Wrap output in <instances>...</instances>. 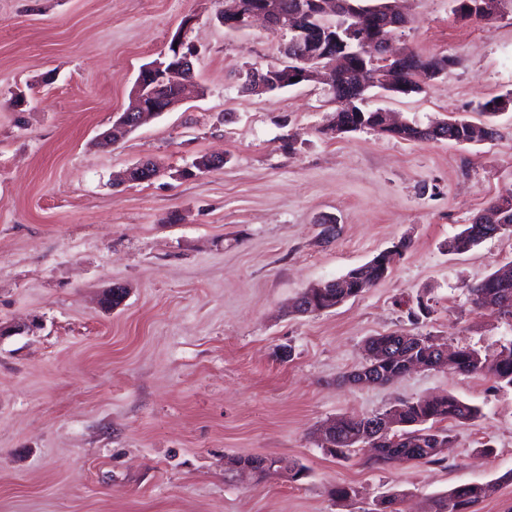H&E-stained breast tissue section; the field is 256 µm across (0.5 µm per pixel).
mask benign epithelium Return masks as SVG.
I'll list each match as a JSON object with an SVG mask.
<instances>
[{"label": "benign epithelium", "mask_w": 512, "mask_h": 512, "mask_svg": "<svg viewBox=\"0 0 512 512\" xmlns=\"http://www.w3.org/2000/svg\"><path fill=\"white\" fill-rule=\"evenodd\" d=\"M359 7L350 0H334V7L314 6L309 10L300 6L292 10H283L277 0H262L257 7L248 13L241 11L240 0H235L233 9L224 12V27L230 30H241L248 27L253 20L263 19L272 26L286 25L292 33L291 40L285 48V54L291 62L277 69L253 70L247 78V85L255 93L270 92L276 89L294 85L292 79L300 81H319L323 71H329L332 91L337 93L336 100L339 108L332 123L331 133L336 136L358 131L364 128L376 130L382 134L397 136L403 133L405 124L397 123L391 114L376 110L370 118L360 115L353 122L342 118L344 112H359L358 103L363 100V93L370 87H380L396 95H408L419 92L422 84L417 80L406 85L402 78L414 74L421 79H434L442 75L453 62L435 64L425 58H419L408 50L394 51L391 49L393 32L404 26L405 16L399 6L394 11L382 10V13L372 16L380 34L370 36L364 25H333L326 22L327 15H347L354 17ZM373 50L370 57L372 63L382 64L375 77L368 81L355 84H340L337 78L339 72L349 66L352 57L363 59L367 49ZM183 57L182 65H171L160 58L144 65L130 92V105L120 113L117 120L119 128L129 131L140 126L148 117L170 111L183 101L185 81L190 77L189 70L193 69L192 53L180 52ZM177 90L175 95L169 94V89ZM455 123L445 121L438 126L433 124L420 128L416 137L444 138L454 129ZM163 174L152 159H142L126 172V179L131 182L148 181ZM512 213V194H502L488 210L475 215L472 223L478 227L489 224L497 228L504 223ZM396 427L394 412L379 415L368 425V438L378 442H387L392 430ZM238 470L254 473L260 471L270 476L288 475L285 462L274 458L256 457L249 464L236 466Z\"/></svg>", "instance_id": "1"}]
</instances>
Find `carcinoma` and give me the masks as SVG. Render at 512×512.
<instances>
[{"label": "carcinoma", "mask_w": 512, "mask_h": 512, "mask_svg": "<svg viewBox=\"0 0 512 512\" xmlns=\"http://www.w3.org/2000/svg\"><path fill=\"white\" fill-rule=\"evenodd\" d=\"M472 225L467 224L455 236L448 239V251L460 254L469 251L477 241L470 234ZM385 268L380 262L365 263L350 270L344 277L340 288H313L314 305L320 308L332 307L340 300L356 297L365 291V287H373L381 280ZM474 303L484 301V306L495 309L501 301L512 297V273L504 278L499 271H494L487 278L469 289ZM497 310V309H495ZM497 313L512 318L511 310H497ZM392 335H379L370 338L365 345L366 350L378 349L384 356L376 360L366 359L359 370L376 376L384 384H391L403 376L402 359L391 347ZM436 369H448L451 373L461 375H489L502 387L512 388V347L504 356L498 350L493 354H483L469 346L460 347L448 355V364H432ZM478 408L455 396L442 395L433 400L426 397L404 400L395 414L400 442L394 446H378L364 438L369 416H343L338 419L336 437L331 441L332 447L327 453L337 458H345L356 448H372L375 451L373 460L378 465H389L396 459H416L418 463H434L440 461V451L433 443L452 440L451 430L440 427V423L448 421L454 424H465L477 417ZM497 483H465L450 488L433 500L432 512H475V507L491 497L496 491Z\"/></svg>", "instance_id": "carcinoma-1"}]
</instances>
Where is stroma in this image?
Wrapping results in <instances>:
<instances>
[{"mask_svg":"<svg viewBox=\"0 0 512 512\" xmlns=\"http://www.w3.org/2000/svg\"><path fill=\"white\" fill-rule=\"evenodd\" d=\"M453 0H405L397 46L456 63L422 92L368 89L362 109L421 126L512 94V6L460 21ZM224 0H0V512H371L396 490L427 512L461 483L512 471V388L418 369L342 383L375 335L403 330L494 353L512 320L470 286L512 262V236L453 254L448 240L512 191V111L496 140L325 135L326 86L244 92L280 68L291 34L231 31ZM193 47L177 108L100 145L144 64ZM290 150H283V143ZM218 169L185 176L204 155ZM144 158L160 177L114 183ZM406 241L385 279L336 308L289 313L300 293ZM124 302L100 300L112 284ZM427 302L431 315L412 323ZM453 394L480 409L441 461L335 458L319 430L400 400ZM491 442L492 454L481 452ZM296 461L304 479L225 472L228 457ZM352 486L356 497L330 491Z\"/></svg>","mask_w":512,"mask_h":512,"instance_id":"stroma-1","label":"stroma"}]
</instances>
